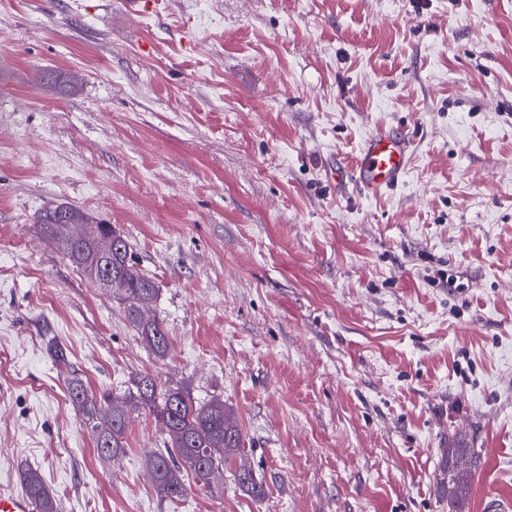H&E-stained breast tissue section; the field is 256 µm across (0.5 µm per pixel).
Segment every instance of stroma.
Here are the masks:
<instances>
[{
  "instance_id": "1",
  "label": "stroma",
  "mask_w": 512,
  "mask_h": 512,
  "mask_svg": "<svg viewBox=\"0 0 512 512\" xmlns=\"http://www.w3.org/2000/svg\"><path fill=\"white\" fill-rule=\"evenodd\" d=\"M146 2L0 0V493L32 467L61 512H450L459 444L463 512L512 501V0ZM400 128L403 182L357 196ZM60 204L156 282L166 358L45 237ZM144 373L223 398L262 495L160 500L146 412L98 457L70 379ZM409 147V138L404 131L369 136L351 173L356 190L370 198L397 186L407 171ZM455 457L453 467H455L454 478H452L453 487L451 493L454 497L459 498L465 493V488L469 486L472 476V456L459 450V448H449L448 454Z\"/></svg>"
}]
</instances>
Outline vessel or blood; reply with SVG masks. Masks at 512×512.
I'll use <instances>...</instances> for the list:
<instances>
[{
    "label": "vessel or blood",
    "mask_w": 512,
    "mask_h": 512,
    "mask_svg": "<svg viewBox=\"0 0 512 512\" xmlns=\"http://www.w3.org/2000/svg\"><path fill=\"white\" fill-rule=\"evenodd\" d=\"M409 147V138L402 131L369 136L351 174L356 190L370 198L397 186L407 171Z\"/></svg>",
    "instance_id": "b4317fda"
}]
</instances>
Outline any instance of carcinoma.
Instances as JSON below:
<instances>
[{"mask_svg":"<svg viewBox=\"0 0 512 512\" xmlns=\"http://www.w3.org/2000/svg\"><path fill=\"white\" fill-rule=\"evenodd\" d=\"M40 224L45 236L84 274L105 253L106 244L123 239L112 225L96 224L70 206L65 207L63 216L56 207L47 210ZM112 267L127 270L125 280L118 286V298L129 322L156 357H166L169 340L162 322L145 316L158 296L156 282L136 268L126 242L122 252L112 253ZM69 389L73 401L82 406L98 455L105 459L127 452L124 437L132 414L144 410L154 415L168 440L164 448L146 457L144 467L156 494L163 500H180L193 485L211 488V472L231 465L245 452L241 429L219 397L199 403L185 389L166 386L149 374L135 379L132 387L121 395L104 392L90 398L78 378L71 379ZM451 454L455 457L451 493L459 498L471 481L472 456L457 448L451 449ZM232 476L240 488L261 494L262 484L251 467L240 465ZM21 482L35 512H60L57 496L38 470H23Z\"/></svg>","mask_w":512,"mask_h":512,"instance_id":"1","label":"carcinoma"}]
</instances>
